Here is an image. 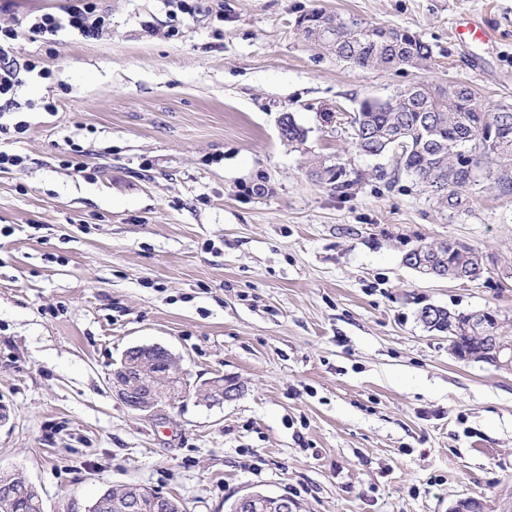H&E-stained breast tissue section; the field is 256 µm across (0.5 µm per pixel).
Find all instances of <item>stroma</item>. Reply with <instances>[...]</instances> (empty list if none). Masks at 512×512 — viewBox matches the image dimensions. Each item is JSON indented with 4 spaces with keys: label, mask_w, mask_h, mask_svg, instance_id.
<instances>
[{
    "label": "stroma",
    "mask_w": 512,
    "mask_h": 512,
    "mask_svg": "<svg viewBox=\"0 0 512 512\" xmlns=\"http://www.w3.org/2000/svg\"><path fill=\"white\" fill-rule=\"evenodd\" d=\"M65 3L0 0L21 80L0 99V152L24 159L0 171V473H23L45 512H88L130 482L186 512H229L247 492L300 512L497 507L512 493V373L457 360L418 312L512 316V194L485 183L452 214L393 156L358 152L348 121L422 79L512 103V0H198L190 15L103 0L99 37H31V18ZM314 9L409 29L431 69L337 61L297 30ZM288 113L304 142L282 137ZM70 141L95 180L64 164ZM336 165L351 196L318 176ZM440 240L481 249L483 278L406 265ZM155 343L191 381L232 377L239 395L128 410L112 363Z\"/></svg>",
    "instance_id": "obj_1"
}]
</instances>
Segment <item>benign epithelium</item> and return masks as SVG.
I'll return each instance as SVG.
<instances>
[{"mask_svg":"<svg viewBox=\"0 0 512 512\" xmlns=\"http://www.w3.org/2000/svg\"><path fill=\"white\" fill-rule=\"evenodd\" d=\"M480 355L493 358L499 369L511 371L512 339L490 336ZM108 380L119 400L128 409L144 412L149 416L174 405L192 389L218 404L236 397L240 392L238 383L223 375L211 378L195 388L191 387L179 360L167 347L160 344L128 348L113 363ZM146 495L151 499L154 512H169L175 506L173 497L134 485L113 504L107 501V494H102L97 501V507L104 510L114 506L120 512H142ZM269 499L274 501L273 507L279 512H296L295 504L283 497H271L257 492L246 493L235 499L230 512H251L257 501ZM452 512H486V504L481 499L467 497L458 501Z\"/></svg>","mask_w":512,"mask_h":512,"instance_id":"obj_1","label":"benign epithelium"}]
</instances>
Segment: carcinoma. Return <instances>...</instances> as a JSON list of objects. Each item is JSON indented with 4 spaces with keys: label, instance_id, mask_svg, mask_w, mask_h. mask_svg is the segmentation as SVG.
Returning <instances> with one entry per match:
<instances>
[{
    "label": "carcinoma",
    "instance_id": "1",
    "mask_svg": "<svg viewBox=\"0 0 512 512\" xmlns=\"http://www.w3.org/2000/svg\"><path fill=\"white\" fill-rule=\"evenodd\" d=\"M300 34L336 59L357 68L426 70L432 48L417 34L398 27L366 25L361 20L324 10H313L297 21ZM495 123L491 144L475 146L480 132ZM353 143L368 156L393 153V138L405 145L398 150V169L405 171L438 202L455 214L468 211L470 190L489 180L504 192H512V104L486 107L478 94L461 83L423 80L387 99L366 98L351 117ZM282 135L290 142L302 141L306 131L292 115L282 121ZM464 151L477 154L479 176L459 167ZM326 181L341 196L356 185L338 165L323 170ZM405 262L427 266L440 275L458 273L477 279L486 271L484 255L478 249L452 240L422 242L409 250ZM468 326L457 349L474 354L482 348L492 326L485 315L475 311H452L426 305L418 319L428 329L448 328V317ZM38 500L0 497V512H40Z\"/></svg>",
    "mask_w": 512,
    "mask_h": 512
}]
</instances>
